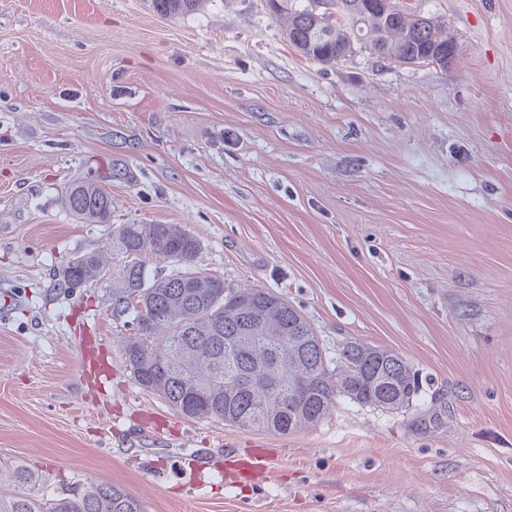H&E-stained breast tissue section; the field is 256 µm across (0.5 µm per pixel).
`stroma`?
<instances>
[{
  "instance_id": "obj_1",
  "label": "stroma",
  "mask_w": 512,
  "mask_h": 512,
  "mask_svg": "<svg viewBox=\"0 0 512 512\" xmlns=\"http://www.w3.org/2000/svg\"><path fill=\"white\" fill-rule=\"evenodd\" d=\"M392 2L447 28L448 67L318 63L267 0H0V464L147 512H512V0ZM85 179L109 223L65 209ZM121 224L184 225L327 355L401 354L417 399L288 436L181 416L126 365L118 264L59 285ZM203 0H152L153 7L162 15H178L195 11Z\"/></svg>"
}]
</instances>
